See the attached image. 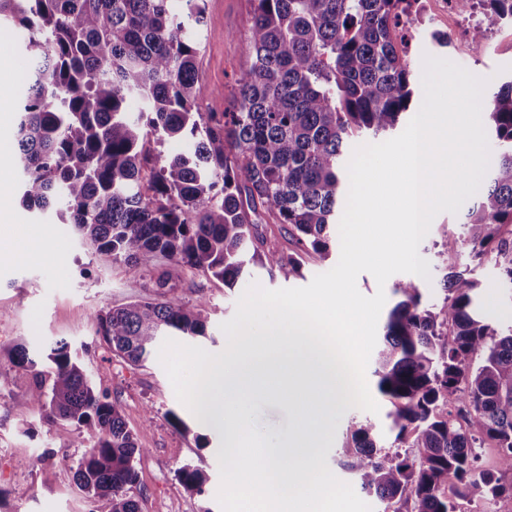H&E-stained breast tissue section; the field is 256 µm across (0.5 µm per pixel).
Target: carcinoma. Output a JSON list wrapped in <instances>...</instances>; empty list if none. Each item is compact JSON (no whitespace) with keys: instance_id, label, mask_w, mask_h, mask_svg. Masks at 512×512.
I'll return each mask as SVG.
<instances>
[{"instance_id":"cac0c4a2","label":"carcinoma","mask_w":512,"mask_h":512,"mask_svg":"<svg viewBox=\"0 0 512 512\" xmlns=\"http://www.w3.org/2000/svg\"><path fill=\"white\" fill-rule=\"evenodd\" d=\"M181 2L176 11L172 0H0V23L24 34L30 58L16 148L0 166L17 176L28 208L54 210L96 251L133 269L160 255L226 286L250 264L297 277L300 252L330 256L350 137L385 134L410 107L402 0H253L244 40L252 64L238 80L237 111L220 114L199 111L208 89L191 29L203 22V0ZM479 2L491 23H512V0ZM132 98L144 103L134 118ZM488 120L496 158L463 217L461 249L471 261L494 259L512 285V79L493 94ZM150 136L183 141L187 151L150 157ZM147 165L148 197L140 186ZM260 207L292 228L296 250L263 249ZM440 286L442 300L430 304L417 281L398 283L401 300L384 325L375 374L392 406L394 444L378 445L372 426L360 424L339 460L385 512H455L450 477L460 498L512 497V483L478 465L479 444L490 439L512 472V328L476 311L480 284L470 270L447 269ZM96 322L99 340L134 367L161 337L193 339L205 326L199 306L173 299L131 302ZM8 362L0 386L12 368L30 369L27 402L46 424L73 428L84 448L77 486L92 512H141L133 488L148 449L69 343L55 342L43 361L17 343ZM197 421L224 425L205 404ZM176 477L204 493L202 469L182 466Z\"/></svg>"}]
</instances>
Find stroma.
<instances>
[{
	"instance_id": "1",
	"label": "stroma",
	"mask_w": 512,
	"mask_h": 512,
	"mask_svg": "<svg viewBox=\"0 0 512 512\" xmlns=\"http://www.w3.org/2000/svg\"><path fill=\"white\" fill-rule=\"evenodd\" d=\"M444 11L413 19L407 29L415 53L410 57L414 97L411 112H418L422 99V58L442 57L487 78L484 99H491L499 86L512 77V37L501 25H493L481 52L461 47H439L431 38L434 25H446ZM252 24L251 0H206L205 23L198 33V77L211 94L201 101L204 112H230L236 105L237 79L251 66L243 41ZM0 54L8 55L10 67L0 74V154L14 149L17 101L25 92L27 58L22 38L13 30L0 29ZM8 191L0 205V349L26 343L39 356L57 340H67L77 350L88 375L117 403L130 429L147 452L137 463L139 482L134 494L142 512H222L217 500L220 487L218 457L224 452V430L198 424L195 415L176 397L158 357L134 368L112 355L96 337V317L110 308L165 296L185 304L203 305L206 333L196 346L216 354L227 342L221 330L236 311L239 297L251 283L267 289L303 287L314 276L331 270L334 260L306 255L300 276L285 280L262 267L250 268L235 287L195 269L159 256L149 267L133 269L98 254L74 225L61 223L55 215H37L20 201L17 178L7 180ZM461 214L437 215L422 240L419 253L430 265L424 296L435 301L442 293L436 281L445 265L449 240L463 231ZM472 278L482 288L480 310L484 316L507 327L512 325V286L500 278L493 259L470 265ZM166 288H157L159 276ZM32 382L29 371L15 368L9 386L0 391V512H89L90 501L75 484L80 448L73 443L70 427L42 423L38 409L27 405L25 394ZM153 408L151 423H144L146 408ZM378 413L342 404L330 415V431L322 457L341 481L349 474L337 467L335 455L350 428L358 423L374 425L380 445H390L387 401ZM177 414L190 428L179 432L169 419ZM252 424L269 447L302 427L303 415L287 404L267 397L253 405ZM193 462L207 475L204 495L188 492L176 479V470Z\"/></svg>"
}]
</instances>
